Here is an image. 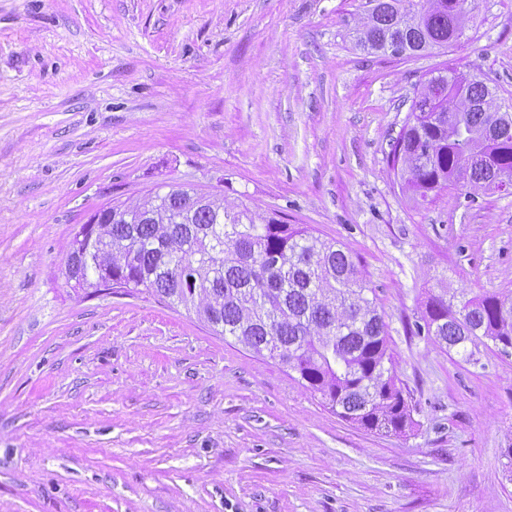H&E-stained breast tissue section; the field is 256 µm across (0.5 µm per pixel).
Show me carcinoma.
Wrapping results in <instances>:
<instances>
[{
	"label": "carcinoma",
	"mask_w": 512,
	"mask_h": 512,
	"mask_svg": "<svg viewBox=\"0 0 512 512\" xmlns=\"http://www.w3.org/2000/svg\"><path fill=\"white\" fill-rule=\"evenodd\" d=\"M457 0H376L361 43L375 51L415 57L446 49L463 33ZM412 8L419 21L398 29ZM442 97L424 86L390 144L388 161L417 202L444 190H494L512 176V112L501 110L477 75L438 72ZM189 190L163 193L164 217L152 224L139 206L98 210L112 238V281L143 288L182 306L213 330L298 374L337 416L367 432L405 435L416 426L397 384L387 325L359 262L312 229L263 216L246 203L212 209L188 203ZM78 288L99 281L93 245ZM194 255L182 263V254ZM427 335L452 348L512 347V294L438 295L422 316Z\"/></svg>",
	"instance_id": "cac0c4a2"
}]
</instances>
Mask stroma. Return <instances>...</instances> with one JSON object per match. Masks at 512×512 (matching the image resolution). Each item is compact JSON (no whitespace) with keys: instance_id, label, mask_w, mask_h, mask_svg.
<instances>
[{"instance_id":"stroma-1","label":"stroma","mask_w":512,"mask_h":512,"mask_svg":"<svg viewBox=\"0 0 512 512\" xmlns=\"http://www.w3.org/2000/svg\"><path fill=\"white\" fill-rule=\"evenodd\" d=\"M370 0H0V512H512V354L417 326L512 292V194L419 205L386 163L446 65L512 104V0L446 51L360 43ZM178 184L343 244L417 422L376 435L295 372L63 259L105 205ZM86 258L83 262L80 275L77 279L75 287L78 288H96L99 281L98 268L94 266L93 259L95 258L93 245L86 244Z\"/></svg>"}]
</instances>
